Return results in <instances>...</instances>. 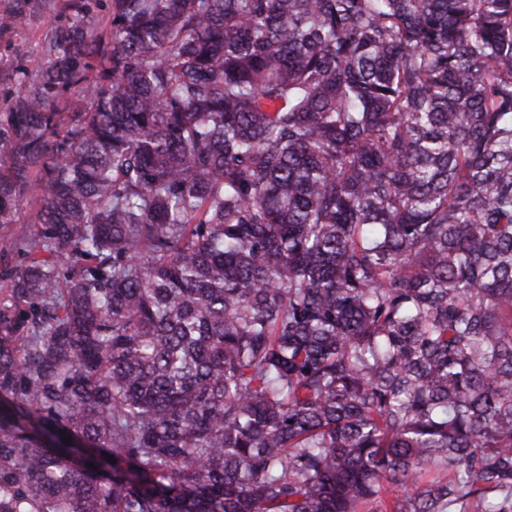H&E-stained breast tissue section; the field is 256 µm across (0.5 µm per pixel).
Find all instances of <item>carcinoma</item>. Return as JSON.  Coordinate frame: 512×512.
<instances>
[{"mask_svg":"<svg viewBox=\"0 0 512 512\" xmlns=\"http://www.w3.org/2000/svg\"><path fill=\"white\" fill-rule=\"evenodd\" d=\"M98 2L0 127V512H512V0ZM38 210L39 205H20L14 216V224H10L6 232L0 230V288L3 285L1 280L18 261L15 243L31 234Z\"/></svg>","mask_w":512,"mask_h":512,"instance_id":"obj_1","label":"carcinoma"}]
</instances>
